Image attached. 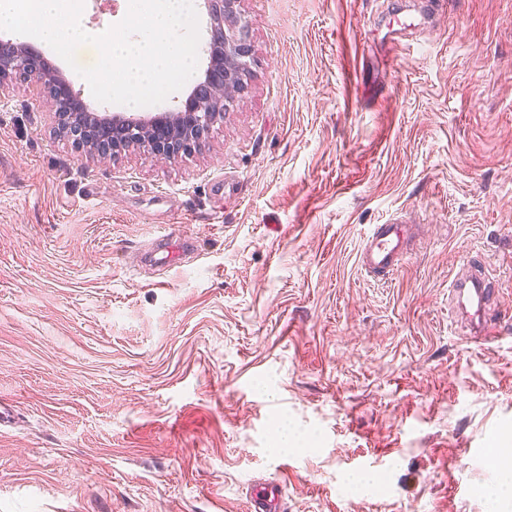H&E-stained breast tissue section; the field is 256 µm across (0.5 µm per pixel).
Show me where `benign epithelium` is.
I'll list each match as a JSON object with an SVG mask.
<instances>
[{"instance_id": "benign-epithelium-1", "label": "benign epithelium", "mask_w": 512, "mask_h": 512, "mask_svg": "<svg viewBox=\"0 0 512 512\" xmlns=\"http://www.w3.org/2000/svg\"><path fill=\"white\" fill-rule=\"evenodd\" d=\"M207 16L209 63L180 105L157 113L92 112L80 92L33 46L0 40V94L21 81L37 84L50 103L58 131L98 162L134 150L152 161H175L206 145L248 90L253 42L240 0H195Z\"/></svg>"}]
</instances>
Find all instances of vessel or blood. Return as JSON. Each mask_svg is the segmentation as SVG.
<instances>
[{
	"label": "vessel or blood",
	"mask_w": 512,
	"mask_h": 512,
	"mask_svg": "<svg viewBox=\"0 0 512 512\" xmlns=\"http://www.w3.org/2000/svg\"><path fill=\"white\" fill-rule=\"evenodd\" d=\"M187 236L177 238L162 235L159 244L149 250L150 262L155 266L168 267L181 262L191 249ZM408 253V229L405 224L392 221L373 225L360 252L361 266L366 272L385 278L391 277L400 261ZM498 289L493 280L485 276L477 259H469L461 275L455 276L448 288V301L456 314L472 319L470 337L487 336L490 322L489 310ZM280 492L276 485L255 487L250 494L254 512H277Z\"/></svg>",
	"instance_id": "vessel-or-blood-1"
}]
</instances>
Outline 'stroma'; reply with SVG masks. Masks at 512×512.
<instances>
[{
	"mask_svg": "<svg viewBox=\"0 0 512 512\" xmlns=\"http://www.w3.org/2000/svg\"><path fill=\"white\" fill-rule=\"evenodd\" d=\"M409 5L242 0L250 89L173 162L90 160L36 87L0 96V512H249L260 482L281 512H512V0ZM391 218L384 281L359 255ZM171 231L197 251L145 264ZM407 224L396 220L374 224L364 239L360 252L361 267L368 273L391 277L408 253ZM484 266L479 260L470 258L463 269L465 273L457 274L448 288V301L456 314L471 321L474 318L467 333L471 338L488 335L490 306L499 292L494 281L484 275Z\"/></svg>",
	"mask_w": 512,
	"mask_h": 512,
	"instance_id": "1",
	"label": "stroma"
}]
</instances>
